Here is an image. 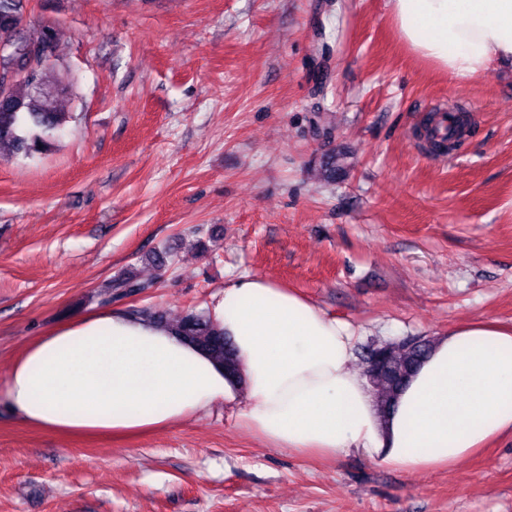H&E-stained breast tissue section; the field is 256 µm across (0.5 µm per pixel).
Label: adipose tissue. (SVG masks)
Instances as JSON below:
<instances>
[{
  "mask_svg": "<svg viewBox=\"0 0 512 512\" xmlns=\"http://www.w3.org/2000/svg\"><path fill=\"white\" fill-rule=\"evenodd\" d=\"M399 36L449 78L512 68V0H389ZM237 349L242 381L174 330L106 308L58 324L19 355L5 384L24 422L65 435L165 430L246 395L238 423L271 447L349 451L414 473L452 467L512 434V327L490 319L437 336L381 416L351 323L302 294L242 274L207 306Z\"/></svg>",
  "mask_w": 512,
  "mask_h": 512,
  "instance_id": "obj_1",
  "label": "adipose tissue"
}]
</instances>
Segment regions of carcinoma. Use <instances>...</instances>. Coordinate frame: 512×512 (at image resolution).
<instances>
[{"label":"carcinoma","instance_id":"1","mask_svg":"<svg viewBox=\"0 0 512 512\" xmlns=\"http://www.w3.org/2000/svg\"><path fill=\"white\" fill-rule=\"evenodd\" d=\"M23 0H0V39L10 43L0 54V151L14 158L29 159L49 151L60 137L65 114L50 108L53 95L68 90L70 80L58 69V37L47 26L31 38L25 33ZM153 282L139 280L129 272L112 279L104 302L144 293ZM140 314L172 327L179 336L196 344L224 366L229 377L239 374L235 347L205 309L192 307L173 322L150 309ZM433 339L411 336L397 341L366 345L362 358L369 381L377 388L380 414L389 413L398 394L431 352Z\"/></svg>","mask_w":512,"mask_h":512}]
</instances>
